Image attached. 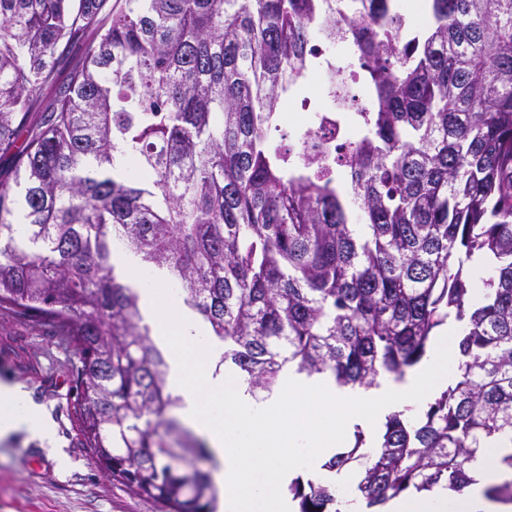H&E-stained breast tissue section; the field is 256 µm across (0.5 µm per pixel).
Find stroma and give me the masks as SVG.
<instances>
[{"instance_id":"1","label":"stroma","mask_w":512,"mask_h":512,"mask_svg":"<svg viewBox=\"0 0 512 512\" xmlns=\"http://www.w3.org/2000/svg\"><path fill=\"white\" fill-rule=\"evenodd\" d=\"M72 350L46 329L0 311V383L23 386L54 434L0 439V512H160L96 465L78 428Z\"/></svg>"}]
</instances>
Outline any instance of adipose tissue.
Segmentation results:
<instances>
[{
    "mask_svg": "<svg viewBox=\"0 0 512 512\" xmlns=\"http://www.w3.org/2000/svg\"><path fill=\"white\" fill-rule=\"evenodd\" d=\"M151 334L167 349V388L179 397L180 421L205 437L218 467L213 481L224 493V512H296L285 493L295 468L322 475V465L354 426L378 428L397 411L415 416L446 387L459 363L463 325L449 320L424 362L403 379L383 377L369 389L341 388L326 377L288 367L282 388L255 399L244 381L218 372L222 351L204 343L203 328L160 288L156 276L137 280ZM24 430L39 437L53 433L50 422L29 408L21 386L0 388V437ZM512 438L497 437L471 465L474 482L460 495L396 498L386 512H507L485 495L504 473L499 457Z\"/></svg>",
    "mask_w": 512,
    "mask_h": 512,
    "instance_id": "1",
    "label": "adipose tissue"
}]
</instances>
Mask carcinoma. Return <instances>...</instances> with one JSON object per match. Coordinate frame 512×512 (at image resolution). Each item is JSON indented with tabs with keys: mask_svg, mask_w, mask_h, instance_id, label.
<instances>
[{
	"mask_svg": "<svg viewBox=\"0 0 512 512\" xmlns=\"http://www.w3.org/2000/svg\"><path fill=\"white\" fill-rule=\"evenodd\" d=\"M0 0V311L73 347L97 466L161 512H215L205 445L169 416L165 351L113 243L167 273L264 398L290 365L340 386L402 378L467 321L456 377L417 421L323 464L367 507L472 482L512 435V0ZM351 44L369 105L350 157L317 164L278 117ZM83 48L73 62V48ZM490 256L483 301L470 265ZM299 512H347L328 481ZM488 497L512 502V480Z\"/></svg>",
	"mask_w": 512,
	"mask_h": 512,
	"instance_id": "1",
	"label": "carcinoma"
}]
</instances>
